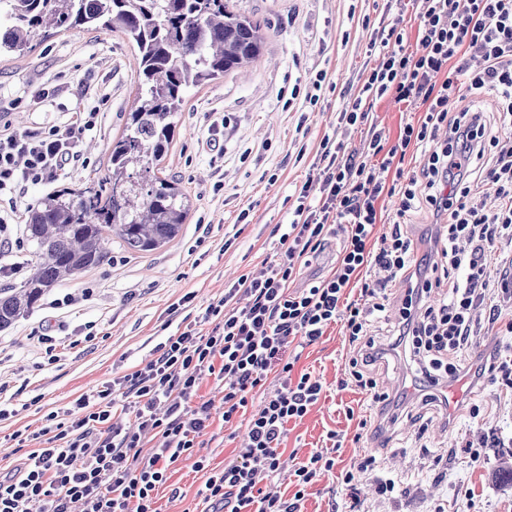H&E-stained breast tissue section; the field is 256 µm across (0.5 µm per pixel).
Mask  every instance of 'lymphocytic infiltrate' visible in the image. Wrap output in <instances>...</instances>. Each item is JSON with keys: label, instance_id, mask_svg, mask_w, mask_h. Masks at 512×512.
Wrapping results in <instances>:
<instances>
[{"label": "lymphocytic infiltrate", "instance_id": "obj_1", "mask_svg": "<svg viewBox=\"0 0 512 512\" xmlns=\"http://www.w3.org/2000/svg\"><path fill=\"white\" fill-rule=\"evenodd\" d=\"M414 4L420 51L413 52L397 27L380 31L381 63L368 75L350 109L347 125L368 121L370 101L392 97L423 114L406 123L398 142L384 148L372 137V154L347 153L336 136H324L317 154L319 198L308 185L296 190L298 204L282 229L281 257L265 276H240L211 302L202 316L207 331L193 326L168 336L144 366L76 398L69 408L46 415L45 447L31 451L16 471L0 473V512H158V491L169 468L192 456L214 414L225 425L247 420V439L222 471L198 491L200 512H299L304 489L336 459L314 453L294 471L295 491L284 496L270 485L281 467L287 424L306 416L322 385L297 369L296 348L314 343L340 324L356 352L342 386L384 402L370 371L382 357L368 332L374 312L385 309L386 282L414 273L403 296L397 340L417 366L419 377L442 384L457 379L474 337L477 308L497 312L489 288V257L497 241H512V140L490 134L482 112L463 103L465 93L492 92L501 126H512V0H394ZM481 66H473V59ZM96 112L75 113L66 123L23 131L0 117V195L20 196L27 184L48 185L79 159ZM447 139H439L440 129ZM424 152L416 171L395 167L408 149ZM394 171L392 181L383 174ZM491 185L499 200L487 212L479 183ZM400 203L388 232L376 234L384 194ZM427 207L448 216L435 259L412 269L413 241L404 219ZM342 233L334 268L296 287L295 281L327 240ZM358 298H350V287ZM445 288L439 303L433 289ZM222 389L221 405L199 394L203 380ZM264 393L257 411L253 394ZM134 416L129 427L114 423L116 412ZM156 442L144 448L142 437Z\"/></svg>", "mask_w": 512, "mask_h": 512}]
</instances>
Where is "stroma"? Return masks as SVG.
Masks as SVG:
<instances>
[{"mask_svg":"<svg viewBox=\"0 0 512 512\" xmlns=\"http://www.w3.org/2000/svg\"><path fill=\"white\" fill-rule=\"evenodd\" d=\"M234 11L269 26L262 56L241 71L190 88L176 116L173 146L165 160L168 174L190 193L194 211L181 236L154 252L127 250L113 241L110 263L83 273L47 293L31 312L0 333V471L19 468L25 449L16 447V431L42 428L45 414L70 406L81 394L124 375L151 358L167 335L193 322L240 275L256 274L273 256L276 225L288 223L296 205V184L313 168L324 134L336 133L348 149L369 152L366 130L338 126L374 63L369 43L375 30L391 24L395 11L387 0H231ZM328 73L329 88L317 105V71ZM137 83L135 52L120 33L82 29L37 39L19 57L0 60V101L14 102L15 128L48 126L75 112L98 108L78 162L59 184L96 181L108 165L109 146L122 131ZM60 94L40 102L45 86ZM374 120L384 147L396 144L401 127L417 120L419 110L392 98L377 100ZM220 150H211V140ZM247 219H240L241 211ZM194 299L178 315L171 304L185 294ZM512 307L499 321L488 308L477 311V332L460 378L467 391L448 408V389L429 387L412 361L392 354L372 368L389 400L339 386L354 351L340 325L330 326L307 346L298 362L319 377L323 393L299 421L288 424L282 468L273 482L292 494L296 461L320 451L328 432L341 447L335 470L310 485L300 512H348L350 499L341 469L364 455H376L383 472L398 480L393 492L379 494L373 476L358 489L365 512H512V486L493 474L512 464V399L501 395L491 375L474 378L495 347L512 346L502 332ZM56 328V349L46 353L35 332ZM481 405L479 417L469 415ZM246 437L245 423L227 430L215 419L196 456L173 465L158 492L160 512H194L197 490L209 471H219L233 448ZM479 446V460L464 453L466 442ZM208 467L198 470L197 458Z\"/></svg>","mask_w":512,"mask_h":512,"instance_id":"stroma-1","label":"stroma"}]
</instances>
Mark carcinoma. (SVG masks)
Returning a JSON list of instances; mask_svg holds the SVG:
<instances>
[{"label":"carcinoma","mask_w":512,"mask_h":512,"mask_svg":"<svg viewBox=\"0 0 512 512\" xmlns=\"http://www.w3.org/2000/svg\"><path fill=\"white\" fill-rule=\"evenodd\" d=\"M119 30L137 51L136 102L97 184L61 185L28 215L23 281L0 288V332L53 288L111 259L116 237L149 252L174 241L192 203L162 164L185 91L260 55L261 24L226 0H0V58L21 55L48 31Z\"/></svg>","instance_id":"1"}]
</instances>
